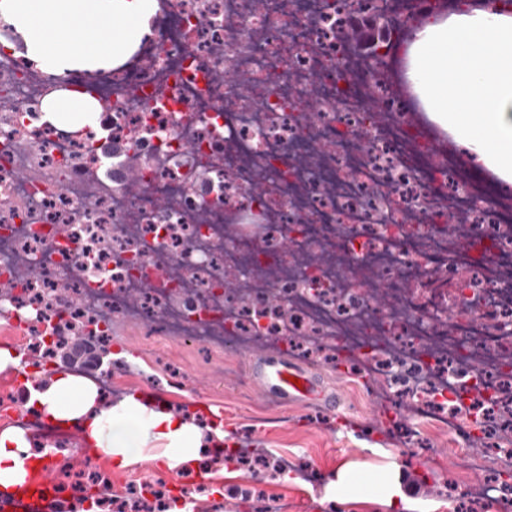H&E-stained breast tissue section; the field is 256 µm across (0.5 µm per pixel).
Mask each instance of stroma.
Here are the masks:
<instances>
[{
  "instance_id": "obj_1",
  "label": "stroma",
  "mask_w": 512,
  "mask_h": 512,
  "mask_svg": "<svg viewBox=\"0 0 512 512\" xmlns=\"http://www.w3.org/2000/svg\"><path fill=\"white\" fill-rule=\"evenodd\" d=\"M397 102L405 121L417 126L428 141L430 158L440 165L453 163L472 184L491 189L494 178L476 158L432 125L425 113L411 107L407 97H398ZM146 330L145 324L120 319L112 327L113 350L134 357L130 363L122 358L112 361V378L121 393H154L176 408L189 403L223 407L224 429L233 443L260 456L290 460L294 471L306 474L301 482L260 472L246 480L237 474L238 463L227 464L226 475L198 476L197 482L204 488L195 502L198 512H334L332 502L326 499V484L344 463L359 467L364 476L395 467L401 480L417 481L413 498L429 512H455L456 504L440 479H455L457 491L466 489L465 483L455 478L459 438L445 429H431L426 433V447L404 446L398 423L388 414V403L376 398L378 383L343 365L310 360L311 369L337 385L345 396L347 418L360 427L359 432L346 434L338 431L337 416L323 410L263 406L244 372L247 355L259 354V347L245 352L228 342L222 350L209 351L189 338L151 339ZM154 454V449H144L141 459L129 468L109 466L102 473L111 477L115 491L134 475L180 493L184 473L160 465Z\"/></svg>"
}]
</instances>
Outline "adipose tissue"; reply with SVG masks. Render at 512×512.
<instances>
[{
    "instance_id": "1",
    "label": "adipose tissue",
    "mask_w": 512,
    "mask_h": 512,
    "mask_svg": "<svg viewBox=\"0 0 512 512\" xmlns=\"http://www.w3.org/2000/svg\"><path fill=\"white\" fill-rule=\"evenodd\" d=\"M156 0H0V22L21 34L25 56L58 76L127 61L149 31ZM395 55L403 57L416 104L496 178L500 191L512 189V11L477 7L427 20ZM47 121L92 123L94 105L80 90H62L43 104ZM97 387L62 372L30 388L26 406L48 420L82 424L88 444L123 469L146 447L159 451L168 468L200 471L224 446L220 419L197 426L198 405L176 412L157 396L136 393L107 408L97 405ZM31 445L23 430L0 429V487L22 485ZM337 512L373 504L382 512H413L414 501L380 477L365 483L342 467L331 484Z\"/></svg>"
}]
</instances>
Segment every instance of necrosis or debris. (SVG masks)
<instances>
[{"label": "necrosis or debris", "mask_w": 512, "mask_h": 512, "mask_svg": "<svg viewBox=\"0 0 512 512\" xmlns=\"http://www.w3.org/2000/svg\"><path fill=\"white\" fill-rule=\"evenodd\" d=\"M168 19L143 48L174 45L160 70L90 76L111 96L101 128L69 130L40 109L55 85L34 63L0 52V333L41 365L54 362L69 323L93 318L111 344L116 318L147 322L169 340L219 348L291 344L335 357L416 423L402 441L422 447L420 419L485 454L512 453V214L471 192L409 124L378 122L386 88H360L336 68V20L352 0H162ZM142 158L141 192L100 173L104 141ZM260 208L265 234L225 237V217ZM463 214L470 245L427 232ZM351 236L340 237L342 228ZM444 280L480 288L487 304L446 322L421 317L403 292ZM386 297L369 301L371 280ZM470 396L448 405L450 385ZM9 391L0 410L14 411ZM38 451L64 444L29 411H14ZM166 512L148 478L134 500L100 512Z\"/></svg>", "instance_id": "obj_1"}]
</instances>
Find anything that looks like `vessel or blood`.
Here are the masks:
<instances>
[{
    "label": "vessel or blood",
    "instance_id": "1",
    "mask_svg": "<svg viewBox=\"0 0 512 512\" xmlns=\"http://www.w3.org/2000/svg\"><path fill=\"white\" fill-rule=\"evenodd\" d=\"M253 386L263 399L280 406L332 411L343 404L342 393L330 389L311 368L284 352L261 356ZM18 492L31 497L34 503L54 505L57 490L51 463L35 464L27 484L19 487Z\"/></svg>",
    "mask_w": 512,
    "mask_h": 512
}]
</instances>
